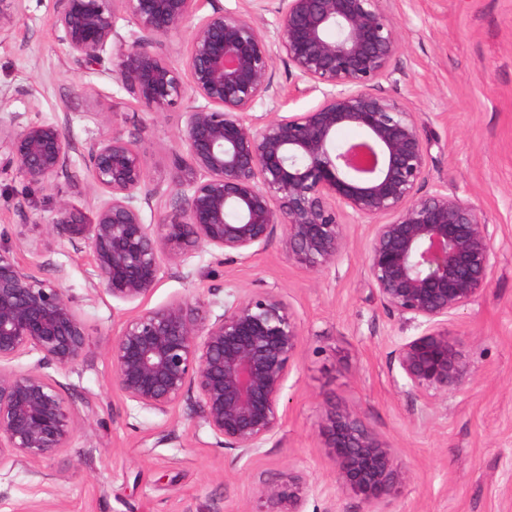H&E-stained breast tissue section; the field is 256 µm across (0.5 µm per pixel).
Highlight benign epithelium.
Returning a JSON list of instances; mask_svg holds the SVG:
<instances>
[{"label": "benign epithelium", "mask_w": 512, "mask_h": 512, "mask_svg": "<svg viewBox=\"0 0 512 512\" xmlns=\"http://www.w3.org/2000/svg\"><path fill=\"white\" fill-rule=\"evenodd\" d=\"M60 2L56 27L77 67L99 68L158 116L191 100L176 132L189 163L174 209L157 223L143 222L141 202L161 188L149 187L135 142L117 131L84 150L92 217L56 200L50 234L89 252L94 289L135 304L108 344L113 391L163 416L193 394L215 445L252 460L281 425L301 343L288 303L274 288L231 291L220 313L202 298L140 303L164 264L182 267L204 248L248 259L276 236L289 260L329 273L349 251V223L371 226L366 272L382 307L423 327L393 350L407 392L445 397L463 384L468 365L448 320L489 287L495 228L444 186L420 194L430 144L405 101L375 91L399 45L385 0H278L271 32L258 23L266 0L206 14L208 0ZM121 20L137 28L129 40ZM186 30L182 65L154 50ZM278 57L322 99L306 112L254 117L282 95ZM16 121L0 125V173L50 184L69 159L65 132ZM345 128L361 138L338 143ZM86 346L72 299L0 246V466L66 446L74 416L41 369L77 365ZM29 352L40 354L36 367H10ZM318 435L343 493L373 506L408 478L391 443L354 409L324 406ZM318 491L298 473L262 484L259 496L266 512H303Z\"/></svg>", "instance_id": "obj_1"}]
</instances>
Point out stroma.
Returning a JSON list of instances; mask_svg holds the SVG:
<instances>
[{"label":"stroma","mask_w":512,"mask_h":512,"mask_svg":"<svg viewBox=\"0 0 512 512\" xmlns=\"http://www.w3.org/2000/svg\"><path fill=\"white\" fill-rule=\"evenodd\" d=\"M58 8L59 0H13L15 26L0 34V119L58 124L73 145L50 186L0 174V245L39 278L58 279L84 320L87 348L78 365L46 370L76 408L66 448L36 464L0 467V512H262L261 484L292 471L323 489L307 497L305 512L333 505L366 512L360 497L336 490L318 437L328 404L357 409L409 472L379 512H512V0L386 4L401 47L377 90L408 103L431 145L420 191L448 186L479 205L496 230L489 288L448 322L469 364L456 391L443 398L405 392L392 351L420 329L374 296L364 268L368 225H349L350 249L327 274L289 260L277 238L245 261L220 263L203 249L184 267H162L148 306L198 297L220 303L232 286L274 288L300 322L285 417L248 462L214 447L193 401L166 417L112 389L106 345L128 306L94 289L86 250L50 236L54 201L64 196L90 210L83 148L118 130L135 140L149 184L166 190L142 207L144 223H156L172 208L183 109L156 116L110 77L76 69L55 27ZM276 79L282 98L256 114L304 112L321 100L284 61Z\"/></svg>","instance_id":"stroma-1"}]
</instances>
